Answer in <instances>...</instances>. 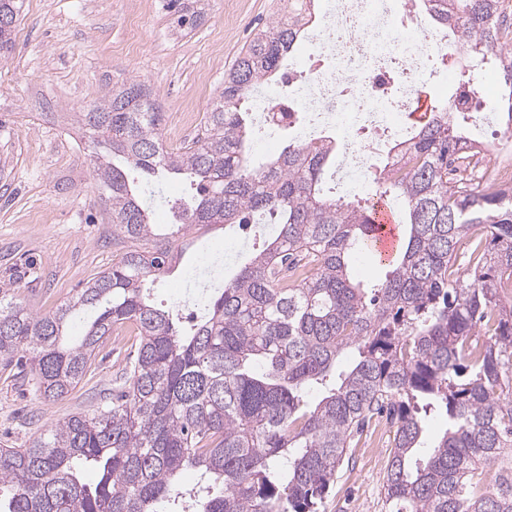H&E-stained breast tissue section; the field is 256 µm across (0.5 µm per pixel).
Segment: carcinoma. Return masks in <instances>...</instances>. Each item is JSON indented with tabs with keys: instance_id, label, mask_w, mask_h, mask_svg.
I'll return each instance as SVG.
<instances>
[{
	"instance_id": "carcinoma-1",
	"label": "carcinoma",
	"mask_w": 512,
	"mask_h": 512,
	"mask_svg": "<svg viewBox=\"0 0 512 512\" xmlns=\"http://www.w3.org/2000/svg\"><path fill=\"white\" fill-rule=\"evenodd\" d=\"M422 14L464 47L457 67L496 71L512 133V17L501 0H420ZM24 0H0V57L14 48ZM313 0L254 34L205 113L202 135L178 149L145 82L129 79L72 113L101 147L92 176L123 243L52 313L30 311L23 277L0 279V364L28 369L48 402L86 375L113 332L137 336L107 407L74 414L26 448H0V512H319L354 433L386 414L394 427L384 495L389 512H512V186L448 185V164L470 167L469 113L453 98L398 147L407 166L374 173L379 196L402 207L403 244L382 281L351 276L376 203L325 195L335 147L289 138L257 162L253 94L274 83L306 34ZM144 174L136 184L126 169ZM196 186L156 224L165 182ZM278 217L241 271L206 293L184 323L152 304L148 284L177 258L174 242L216 224ZM94 313L68 337L74 316ZM352 356L346 369L337 361ZM447 428L422 441L419 411ZM97 473L93 483L82 471ZM197 473L196 486L178 481Z\"/></svg>"
}]
</instances>
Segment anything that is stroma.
I'll list each match as a JSON object with an SVG mask.
<instances>
[{
    "instance_id": "obj_1",
    "label": "stroma",
    "mask_w": 512,
    "mask_h": 512,
    "mask_svg": "<svg viewBox=\"0 0 512 512\" xmlns=\"http://www.w3.org/2000/svg\"><path fill=\"white\" fill-rule=\"evenodd\" d=\"M200 17L182 26L170 0H25L15 49L0 59V272L27 261L35 279L21 296L35 313L67 302L79 283L111 266L118 246L112 216L91 175V147L67 120L137 78L158 95L167 146L200 134L224 73L282 0H198ZM249 232L216 225L180 240L182 256L152 286L156 304L174 305L188 275L225 242L238 244L224 262L234 276L248 251L273 232L269 215ZM132 339L108 338L75 390L45 402L13 369L0 366V448H24L75 413L105 408ZM393 430L376 421L356 436L320 512H388L383 485Z\"/></svg>"
}]
</instances>
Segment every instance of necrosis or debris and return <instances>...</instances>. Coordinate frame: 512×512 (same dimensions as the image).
Returning a JSON list of instances; mask_svg holds the SVG:
<instances>
[{
	"instance_id": "1",
	"label": "necrosis or debris",
	"mask_w": 512,
	"mask_h": 512,
	"mask_svg": "<svg viewBox=\"0 0 512 512\" xmlns=\"http://www.w3.org/2000/svg\"><path fill=\"white\" fill-rule=\"evenodd\" d=\"M310 40L300 70L257 96L261 142L275 145L288 130L307 145L334 141L336 186L348 193L366 181L384 147L421 120L426 83L450 50L412 0L399 17L390 0H326Z\"/></svg>"
}]
</instances>
